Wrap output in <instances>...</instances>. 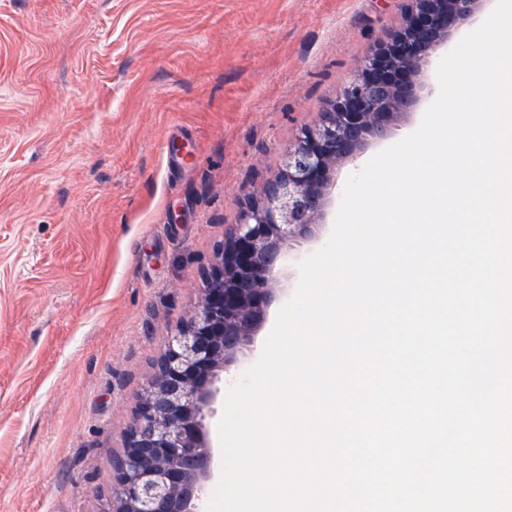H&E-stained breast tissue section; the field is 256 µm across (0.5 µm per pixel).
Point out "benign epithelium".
<instances>
[{
  "instance_id": "7a95c632",
  "label": "benign epithelium",
  "mask_w": 512,
  "mask_h": 512,
  "mask_svg": "<svg viewBox=\"0 0 512 512\" xmlns=\"http://www.w3.org/2000/svg\"><path fill=\"white\" fill-rule=\"evenodd\" d=\"M483 0H410L403 26L373 46L336 100L282 152V164L230 225L199 306L167 337L165 382L149 376L138 416L149 422L113 469L112 497L131 512H203L214 457L204 431L213 386L252 346L289 244L311 235L334 188L335 166L355 161L413 108L452 31Z\"/></svg>"
}]
</instances>
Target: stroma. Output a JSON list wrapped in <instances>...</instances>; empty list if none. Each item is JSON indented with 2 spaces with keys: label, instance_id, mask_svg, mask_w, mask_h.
Returning <instances> with one entry per match:
<instances>
[{
  "label": "stroma",
  "instance_id": "35a3bbf8",
  "mask_svg": "<svg viewBox=\"0 0 512 512\" xmlns=\"http://www.w3.org/2000/svg\"><path fill=\"white\" fill-rule=\"evenodd\" d=\"M409 0H0V512H109L150 364L201 301L224 227L277 172ZM337 169L312 238L205 421L259 358L299 265L330 238Z\"/></svg>",
  "mask_w": 512,
  "mask_h": 512
}]
</instances>
